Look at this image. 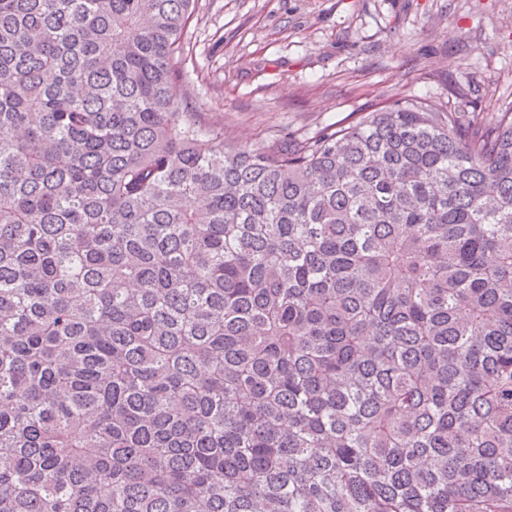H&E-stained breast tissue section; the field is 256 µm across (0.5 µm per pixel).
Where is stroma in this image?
<instances>
[{"instance_id": "1", "label": "stroma", "mask_w": 512, "mask_h": 512, "mask_svg": "<svg viewBox=\"0 0 512 512\" xmlns=\"http://www.w3.org/2000/svg\"><path fill=\"white\" fill-rule=\"evenodd\" d=\"M177 91L266 147L420 96L468 121L512 109V0H198Z\"/></svg>"}]
</instances>
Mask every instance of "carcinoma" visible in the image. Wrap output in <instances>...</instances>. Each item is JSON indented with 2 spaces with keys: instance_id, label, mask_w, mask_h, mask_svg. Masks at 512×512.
I'll return each instance as SVG.
<instances>
[{
  "instance_id": "obj_1",
  "label": "carcinoma",
  "mask_w": 512,
  "mask_h": 512,
  "mask_svg": "<svg viewBox=\"0 0 512 512\" xmlns=\"http://www.w3.org/2000/svg\"><path fill=\"white\" fill-rule=\"evenodd\" d=\"M195 2L0 0V512H512V110L226 142Z\"/></svg>"
}]
</instances>
